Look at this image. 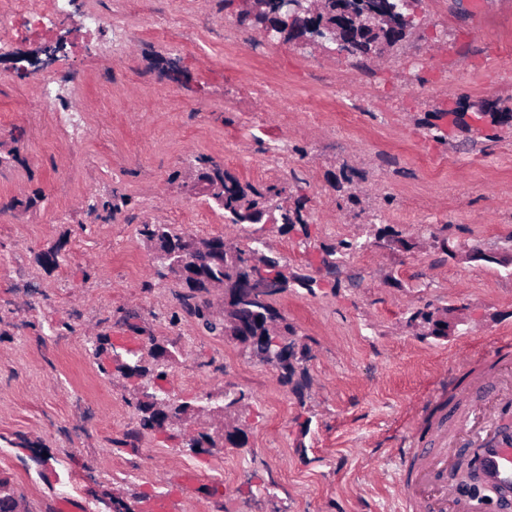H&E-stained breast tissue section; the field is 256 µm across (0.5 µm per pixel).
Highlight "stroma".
Returning a JSON list of instances; mask_svg holds the SVG:
<instances>
[{
    "mask_svg": "<svg viewBox=\"0 0 512 512\" xmlns=\"http://www.w3.org/2000/svg\"><path fill=\"white\" fill-rule=\"evenodd\" d=\"M240 0H79L49 19L85 75L80 140L41 111L44 45L0 28V477L20 512H404L395 472L449 380L512 336V266L462 252L512 246V127L494 138L449 124V109L512 110V0H420L402 42L360 66L335 44L301 46L240 26ZM106 22L88 32V11ZM177 17L170 37L150 20ZM242 43L224 51V34ZM123 46L120 58L100 45ZM336 81V96L320 80ZM287 148L279 164L270 144ZM205 157L253 185L288 184L307 234L240 227L194 194ZM198 239L260 240L289 270L317 275L271 304L307 357L299 384L181 309L142 224ZM408 239L384 244L373 225ZM356 240L358 286L317 274L321 245ZM56 251L57 261L43 255ZM451 308L447 339L407 325ZM167 347L160 385L203 413L138 432L144 379ZM243 392L244 448L185 445Z\"/></svg>",
    "mask_w": 512,
    "mask_h": 512,
    "instance_id": "1",
    "label": "stroma"
}]
</instances>
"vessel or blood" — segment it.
Wrapping results in <instances>:
<instances>
[{
    "label": "vessel or blood",
    "instance_id": "1",
    "mask_svg": "<svg viewBox=\"0 0 512 512\" xmlns=\"http://www.w3.org/2000/svg\"><path fill=\"white\" fill-rule=\"evenodd\" d=\"M458 415L453 426H438L437 445L412 448L397 481L411 512H469L456 499L447 463V446L461 441L477 451V464L485 484L498 490L503 502L512 503V430H501L500 418L512 415V387L502 384L497 372H479L467 384L452 383Z\"/></svg>",
    "mask_w": 512,
    "mask_h": 512
}]
</instances>
